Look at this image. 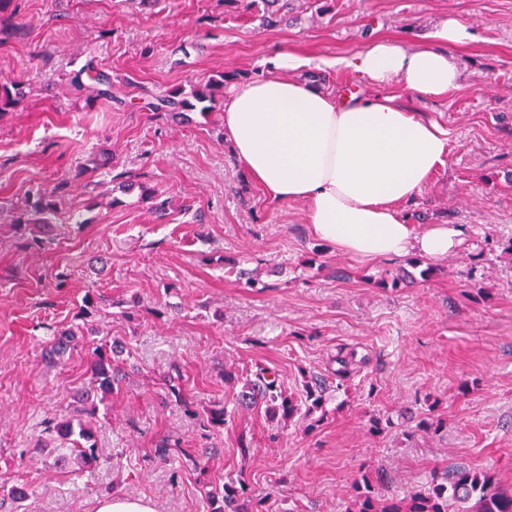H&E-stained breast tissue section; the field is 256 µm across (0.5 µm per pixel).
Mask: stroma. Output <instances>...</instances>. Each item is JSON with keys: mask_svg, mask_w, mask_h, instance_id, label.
Returning a JSON list of instances; mask_svg holds the SVG:
<instances>
[{"mask_svg": "<svg viewBox=\"0 0 512 512\" xmlns=\"http://www.w3.org/2000/svg\"><path fill=\"white\" fill-rule=\"evenodd\" d=\"M293 21L262 26L235 0H11L0 12V499L27 484L19 512H95L121 494L155 512H214L209 493L244 483L255 512H348L368 476L404 497L463 463L512 487V0H291ZM479 39L458 53L459 89L427 99L391 94L449 132L444 166L401 207L416 228L463 224L464 246L431 263L411 253L360 260L318 240L297 203L270 202L224 138L222 103L180 117L155 98L222 72L269 76L284 48L364 50L378 38L425 42L447 16ZM110 97L79 89L87 65ZM64 185L65 214L46 249L16 229L27 197ZM154 188L169 206L152 213ZM434 266V274L420 271ZM412 275L410 283L380 280ZM109 306L84 319L86 294ZM80 343L57 363L54 335ZM112 341L125 375L93 394V349ZM359 366L346 385L341 352ZM232 368L237 381L224 380ZM301 394L328 385V415L284 422L236 408L258 368ZM181 385L197 412L166 398ZM225 404L226 422L204 421ZM433 409L446 426L416 431ZM378 416L389 426L369 431ZM93 420L98 459L64 461L44 424ZM203 456L205 471L191 460Z\"/></svg>", "mask_w": 512, "mask_h": 512, "instance_id": "35a3bbf8", "label": "stroma"}]
</instances>
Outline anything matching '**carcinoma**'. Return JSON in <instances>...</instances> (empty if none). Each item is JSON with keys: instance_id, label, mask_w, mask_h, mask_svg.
<instances>
[{"instance_id": "1", "label": "carcinoma", "mask_w": 512, "mask_h": 512, "mask_svg": "<svg viewBox=\"0 0 512 512\" xmlns=\"http://www.w3.org/2000/svg\"><path fill=\"white\" fill-rule=\"evenodd\" d=\"M244 4V10L257 9L259 19L268 26L277 23V14L270 11L278 0H232ZM229 76L221 73L209 78L204 85L194 91L196 100L200 102L215 101L216 94L224 93V83ZM189 106V102L181 98V91L173 90L151 104L155 110L173 112ZM61 202L58 190L38 195L36 200L27 201L25 212L33 213L34 217L17 220V226L41 229L54 223L60 211ZM78 343L77 334L72 330L58 334L51 352L60 356L70 347ZM113 349L102 346L95 347L91 374L93 382L100 391L109 393L119 383L120 369L112 363ZM325 382L311 377L305 382L304 405L306 416L318 414L323 420L328 414L326 399L323 393ZM242 394L244 404H264L270 416L277 414L283 419H290L300 412L299 402L290 394L284 393L276 379L269 376L265 368L259 369L255 377L246 380ZM52 431L62 438L78 435L88 446L77 448V458L83 466L90 467L96 461V452L90 441L93 437L92 428L81 424L73 426L68 419H63L52 426ZM356 495L353 499V512H512V488H504L497 482L494 474L486 470H475L463 464H453L442 477L433 480L419 491L403 498L378 499L373 495L368 481L355 486ZM243 489L235 484H224L222 506L217 512H249L242 497Z\"/></svg>"}]
</instances>
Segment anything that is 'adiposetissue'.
<instances>
[{
	"instance_id": "obj_1",
	"label": "adipose tissue",
	"mask_w": 512,
	"mask_h": 512,
	"mask_svg": "<svg viewBox=\"0 0 512 512\" xmlns=\"http://www.w3.org/2000/svg\"><path fill=\"white\" fill-rule=\"evenodd\" d=\"M472 23L451 16L425 44L376 40L350 55L268 60L274 74L232 87L222 122L237 158L273 202L302 204L314 234L368 260L417 253L435 261L459 250V224L415 230L401 204L415 198L449 157V133L389 94L392 84L437 98L461 85L456 49L476 42ZM353 74L370 94L340 95L283 71Z\"/></svg>"
}]
</instances>
